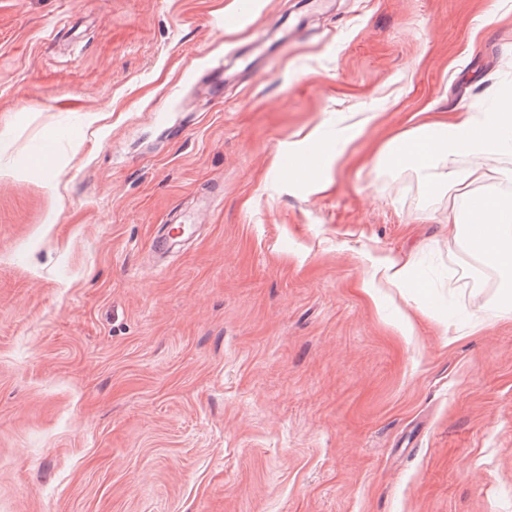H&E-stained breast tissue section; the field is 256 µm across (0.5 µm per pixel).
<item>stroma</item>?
Segmentation results:
<instances>
[{"instance_id": "1", "label": "stroma", "mask_w": 512, "mask_h": 512, "mask_svg": "<svg viewBox=\"0 0 512 512\" xmlns=\"http://www.w3.org/2000/svg\"><path fill=\"white\" fill-rule=\"evenodd\" d=\"M500 3L0 0V512H512V291L371 167L512 85ZM167 223L171 224L167 234L156 237L151 242V248L156 255H164L174 243L188 237L194 226L186 224L175 212L169 216ZM372 268V288H405L412 276L408 260L396 259L389 255L377 256L373 260Z\"/></svg>"}]
</instances>
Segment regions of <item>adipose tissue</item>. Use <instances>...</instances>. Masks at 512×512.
Wrapping results in <instances>:
<instances>
[{
  "instance_id": "ef3b65f1",
  "label": "adipose tissue",
  "mask_w": 512,
  "mask_h": 512,
  "mask_svg": "<svg viewBox=\"0 0 512 512\" xmlns=\"http://www.w3.org/2000/svg\"><path fill=\"white\" fill-rule=\"evenodd\" d=\"M485 101L481 114L428 120L385 142L374 163L409 165L423 175L427 194L460 199L461 207L448 209L458 241L483 267L497 272L503 287L512 288V199L473 191L512 178V168L504 165L512 157V108L493 86ZM464 157L469 160L465 167L459 164Z\"/></svg>"
}]
</instances>
